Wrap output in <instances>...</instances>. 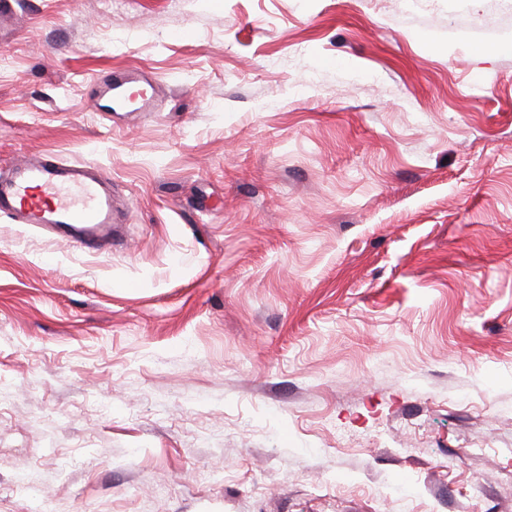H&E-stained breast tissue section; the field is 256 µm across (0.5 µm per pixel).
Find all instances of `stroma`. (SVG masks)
Returning a JSON list of instances; mask_svg holds the SVG:
<instances>
[{
	"instance_id": "obj_1",
	"label": "stroma",
	"mask_w": 512,
	"mask_h": 512,
	"mask_svg": "<svg viewBox=\"0 0 512 512\" xmlns=\"http://www.w3.org/2000/svg\"><path fill=\"white\" fill-rule=\"evenodd\" d=\"M14 7L0 176L124 224L0 218V512H512V0ZM0 215L19 224H37L55 238L87 250L122 224L112 200V181L86 164L43 155L0 176Z\"/></svg>"
}]
</instances>
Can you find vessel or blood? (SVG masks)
<instances>
[{
    "mask_svg": "<svg viewBox=\"0 0 512 512\" xmlns=\"http://www.w3.org/2000/svg\"><path fill=\"white\" fill-rule=\"evenodd\" d=\"M0 215L49 229L87 250L111 238L119 222L110 178L53 155L21 162L0 176Z\"/></svg>",
    "mask_w": 512,
    "mask_h": 512,
    "instance_id": "b4317fda",
    "label": "vessel or blood"
}]
</instances>
